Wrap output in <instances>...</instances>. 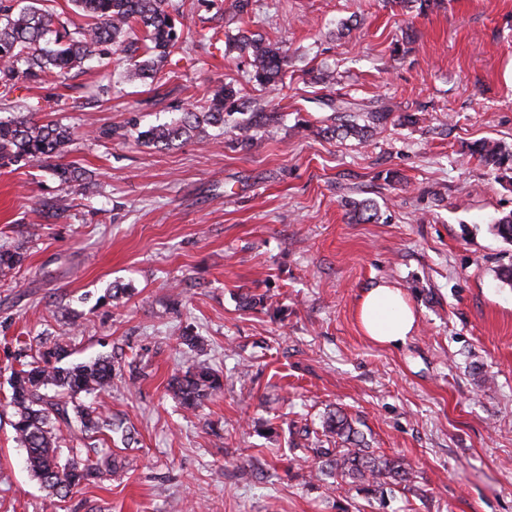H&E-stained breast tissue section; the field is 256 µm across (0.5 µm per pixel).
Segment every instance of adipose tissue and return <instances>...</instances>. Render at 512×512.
I'll use <instances>...</instances> for the list:
<instances>
[{"label":"adipose tissue","instance_id":"ef3b65f1","mask_svg":"<svg viewBox=\"0 0 512 512\" xmlns=\"http://www.w3.org/2000/svg\"><path fill=\"white\" fill-rule=\"evenodd\" d=\"M358 319L365 336L390 347L405 344L416 327V314L401 290L385 282L362 294Z\"/></svg>","mask_w":512,"mask_h":512}]
</instances>
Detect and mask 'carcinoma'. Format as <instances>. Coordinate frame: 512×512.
I'll return each instance as SVG.
<instances>
[{"label":"carcinoma","instance_id":"carcinoma-1","mask_svg":"<svg viewBox=\"0 0 512 512\" xmlns=\"http://www.w3.org/2000/svg\"><path fill=\"white\" fill-rule=\"evenodd\" d=\"M40 2L30 0L18 8L16 0H0V84L4 86L22 80L37 84L56 81L73 69L83 68L86 61L111 52L120 55L126 81L155 79L180 41L174 0H71L88 19L72 29L40 7ZM233 48L241 54L255 86L273 90L282 82L288 50L244 29ZM387 116L384 110H370L366 124L347 119L338 126L333 116V124L325 131L341 130L364 138L377 131ZM210 128L227 136L233 147H246L259 133L274 135L276 119L263 108L248 110L240 90L226 83L214 90L207 110L187 109L168 122L137 131L136 141L169 146L206 137ZM74 140L73 130L58 121H41L32 115L0 118V165L51 162L63 184L87 191L94 186L91 174L58 164ZM473 153L512 183V149L487 139L478 143ZM491 231L512 241V213L497 219ZM22 260L23 253L18 250L1 249L0 274L13 273ZM181 341L191 365L170 378L168 392L180 408L194 412L224 391V381L218 371L196 360L203 350L202 337L187 330ZM67 348L61 339L39 344L31 360L21 362V369L13 373L7 402L12 410L11 426L26 451L31 472L56 495L67 494L82 482L105 474L115 476L125 468V459L115 452L110 460L93 461L83 457L84 449L72 447L68 456H63L61 427L76 429L83 442L105 443L109 433L115 444L127 445L132 440L123 422L110 421L93 404L78 400L80 394L109 391L122 367L108 358L64 366ZM297 436L303 440V449L312 454L310 477L318 482L336 489L349 485L366 495L381 496L414 485L413 468L367 448L353 420L340 411L328 413L320 430L305 427Z\"/></svg>","mask_w":512,"mask_h":512}]
</instances>
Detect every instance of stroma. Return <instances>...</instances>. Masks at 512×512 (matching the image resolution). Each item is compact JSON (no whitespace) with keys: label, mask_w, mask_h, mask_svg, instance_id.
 Masks as SVG:
<instances>
[{"label":"stroma","mask_w":512,"mask_h":512,"mask_svg":"<svg viewBox=\"0 0 512 512\" xmlns=\"http://www.w3.org/2000/svg\"><path fill=\"white\" fill-rule=\"evenodd\" d=\"M180 5L162 79L125 82L111 56L0 95L2 118L60 100L55 117L76 132L63 162L98 182L85 197L45 165L0 167V248L24 256L0 280V512H512V287L497 278L512 242L489 229L512 212V184L471 152L486 138L512 146V0L423 12L413 0H253L250 30L288 51L291 75L271 92L249 83L238 50L200 43L209 28L237 33L218 5ZM322 72L335 84H315ZM223 83L275 104L274 137L241 150L112 135L204 111ZM345 95L389 108L384 128L324 135L323 99ZM59 198L65 210L48 211ZM352 201L378 219L359 220ZM381 281L417 315L396 348L357 320ZM246 293L265 308L243 307ZM188 327L224 374L223 394L193 413L166 391ZM59 337L74 363L139 362L98 399L134 430L125 473L64 498L28 470L6 405L18 353ZM335 409L414 469L410 491L311 485L305 451L253 426L315 428Z\"/></svg>","instance_id":"35a3bbf8"}]
</instances>
